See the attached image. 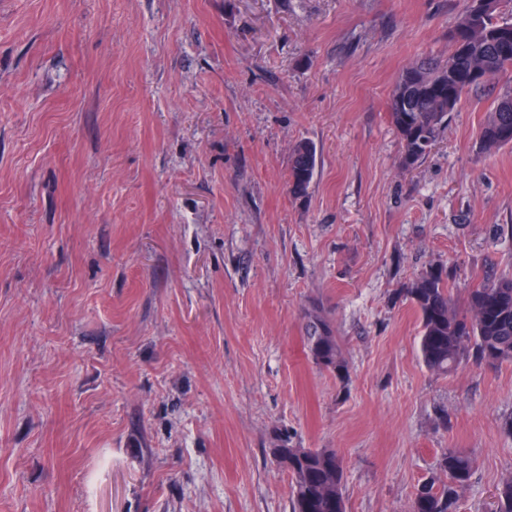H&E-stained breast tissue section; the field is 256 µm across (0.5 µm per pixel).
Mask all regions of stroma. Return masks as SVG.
Returning <instances> with one entry per match:
<instances>
[{"label":"stroma","instance_id":"stroma-1","mask_svg":"<svg viewBox=\"0 0 512 512\" xmlns=\"http://www.w3.org/2000/svg\"><path fill=\"white\" fill-rule=\"evenodd\" d=\"M468 5L0 0V512H290L284 434L338 453L347 512H407L447 448L495 512L512 365L430 372L405 290L512 272V148H478L484 90L408 171L388 117ZM316 149L310 141H299L290 152L289 189L297 196L305 195L313 181ZM302 327L305 349L312 361L338 378L346 377L349 365L330 320L320 311L312 310L305 313Z\"/></svg>","mask_w":512,"mask_h":512}]
</instances>
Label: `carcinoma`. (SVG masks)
<instances>
[{"instance_id":"cac0c4a2","label":"carcinoma","mask_w":512,"mask_h":512,"mask_svg":"<svg viewBox=\"0 0 512 512\" xmlns=\"http://www.w3.org/2000/svg\"><path fill=\"white\" fill-rule=\"evenodd\" d=\"M483 0L470 5L450 27L452 46L445 59L424 58L401 71L389 96V117L401 144V165L410 170L429 155L448 119L472 90L512 71V40L498 33L512 22L500 16L502 0L486 10ZM484 153L512 146V84L500 86L494 111L478 132ZM314 145L302 140L290 152L289 189L301 196L313 181ZM420 318L418 349L424 365L446 375L462 362L512 364V275L487 279L466 289L463 300L448 287L441 266L418 274L406 289ZM305 349L312 361L338 378L349 373L330 320L317 310L305 313ZM273 456L288 471L291 512H346L341 459L328 448H300L288 437L275 439ZM476 461L449 448L437 471L417 484L410 512H458L460 492L471 482ZM496 512H512V477L497 487Z\"/></svg>"}]
</instances>
